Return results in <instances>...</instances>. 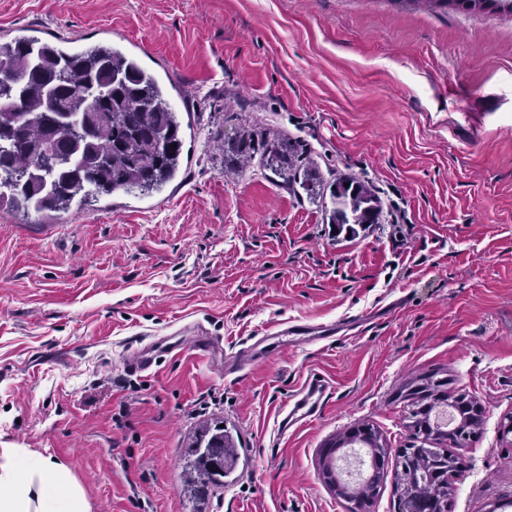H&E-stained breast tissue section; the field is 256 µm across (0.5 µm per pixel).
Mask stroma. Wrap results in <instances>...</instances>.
Segmentation results:
<instances>
[{"mask_svg": "<svg viewBox=\"0 0 512 512\" xmlns=\"http://www.w3.org/2000/svg\"><path fill=\"white\" fill-rule=\"evenodd\" d=\"M135 53L189 114L161 190L0 201V448L66 460L92 512H349L321 451L350 427L416 444L400 391L438 373L483 408L450 512H512V13L410 0H0V30ZM281 140L324 183L377 190L353 238L254 154ZM336 339L287 346L226 378L192 348L149 376L123 361L198 323L234 355L289 323ZM313 372L324 413L277 415ZM246 449L223 487L184 490L202 431ZM226 146H229L230 151L234 155L235 163L241 169L246 168L250 164L253 151L255 150L254 138L250 133L243 132L231 143L224 141V152H226Z\"/></svg>", "mask_w": 512, "mask_h": 512, "instance_id": "35a3bbf8", "label": "stroma"}]
</instances>
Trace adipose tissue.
<instances>
[{"instance_id": "adipose-tissue-1", "label": "adipose tissue", "mask_w": 512, "mask_h": 512, "mask_svg": "<svg viewBox=\"0 0 512 512\" xmlns=\"http://www.w3.org/2000/svg\"><path fill=\"white\" fill-rule=\"evenodd\" d=\"M0 512H91L70 465L30 448H0Z\"/></svg>"}]
</instances>
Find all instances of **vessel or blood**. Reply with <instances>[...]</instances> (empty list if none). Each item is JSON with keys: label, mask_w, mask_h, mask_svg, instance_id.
I'll list each match as a JSON object with an SVG mask.
<instances>
[{"label": "vessel or blood", "mask_w": 512, "mask_h": 512, "mask_svg": "<svg viewBox=\"0 0 512 512\" xmlns=\"http://www.w3.org/2000/svg\"><path fill=\"white\" fill-rule=\"evenodd\" d=\"M187 342L192 343L196 354L203 358L211 359L224 354L216 338L205 335L203 330L193 326L138 348L131 358L125 360L124 367L134 373L153 372L161 358L179 356ZM331 393L332 387L326 377L319 373L308 375L299 389L290 395L281 411L280 432H287L289 428H298L318 419Z\"/></svg>", "instance_id": "b4317fda"}]
</instances>
